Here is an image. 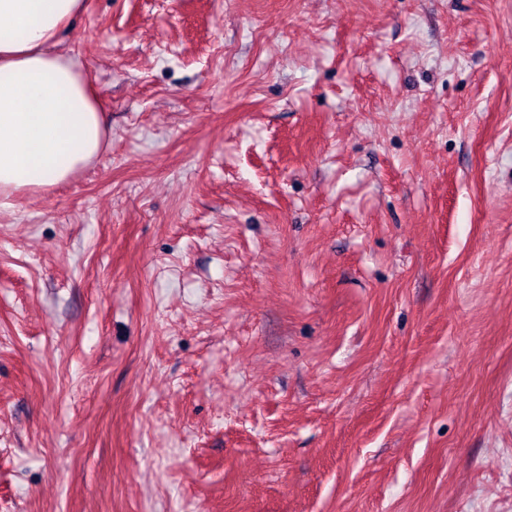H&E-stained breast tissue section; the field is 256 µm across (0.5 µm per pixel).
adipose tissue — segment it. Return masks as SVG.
Listing matches in <instances>:
<instances>
[{
  "label": "adipose tissue",
  "instance_id": "ef3b65f1",
  "mask_svg": "<svg viewBox=\"0 0 512 512\" xmlns=\"http://www.w3.org/2000/svg\"><path fill=\"white\" fill-rule=\"evenodd\" d=\"M83 8L0 0V206L68 181L104 145V107L59 42Z\"/></svg>",
  "mask_w": 512,
  "mask_h": 512
}]
</instances>
